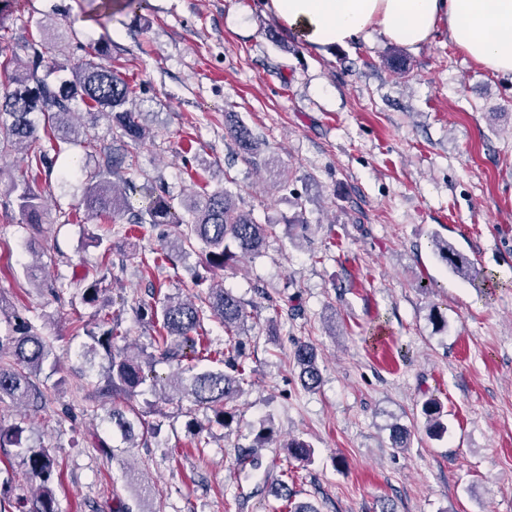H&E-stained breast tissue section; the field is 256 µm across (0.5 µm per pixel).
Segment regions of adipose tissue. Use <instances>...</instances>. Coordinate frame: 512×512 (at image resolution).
<instances>
[{"instance_id": "ef3b65f1", "label": "adipose tissue", "mask_w": 512, "mask_h": 512, "mask_svg": "<svg viewBox=\"0 0 512 512\" xmlns=\"http://www.w3.org/2000/svg\"><path fill=\"white\" fill-rule=\"evenodd\" d=\"M263 7L319 52L370 29L415 51L444 23L474 60L512 75V0H263Z\"/></svg>"}]
</instances>
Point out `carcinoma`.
Listing matches in <instances>:
<instances>
[{
    "label": "carcinoma",
    "mask_w": 512,
    "mask_h": 512,
    "mask_svg": "<svg viewBox=\"0 0 512 512\" xmlns=\"http://www.w3.org/2000/svg\"><path fill=\"white\" fill-rule=\"evenodd\" d=\"M40 39L29 40L25 48L32 58V67H22L9 55L8 45L0 44V86L6 92L0 97V153L17 146L26 149L29 166L50 169L52 159L47 146L59 142L83 144L98 149V156L83 198L85 211L101 221L104 233L98 243L110 239L112 225L125 222L139 227L163 228L160 248L153 256L142 260V271L149 274L171 262L172 252L183 255L197 253L204 257L214 271L237 260L238 254L252 256L261 253L269 234V225L258 223L252 214L239 208L235 196L226 189L195 196L185 203L191 219L183 220L177 213L173 198L163 189H156L148 196L146 206L131 210L128 193L136 190L132 180L122 179L117 186L113 178L132 170L135 162L126 153L107 146L99 134H92L89 127L72 121L76 106H84L87 113L107 119L108 125L121 131V136L140 141L149 135L142 122V115L134 107L136 86L100 62L106 54L102 46L91 47L85 58L75 66L45 61L49 41L53 34L41 23H35ZM47 70L41 77L37 70L42 63ZM224 119L240 153L248 163L258 166L269 164L262 158L260 143L251 130L235 116L226 113ZM9 181L7 194L13 197L23 220L32 229L40 230L43 224L41 194L24 178L14 176L0 165V180ZM439 257L448 269L462 280H474L473 262L457 251L448 241L434 240ZM139 310V314H144ZM150 322L156 327L152 337L154 352L133 356L122 342L126 333L117 320L104 316L99 320V334H89L92 343L84 347L80 357L92 362L91 354L102 347L108 356V365L100 373L96 394L100 406L112 425L118 430L121 444L127 448L137 446L156 436L160 425L146 422L143 414L131 408L125 410L117 401H129L140 394L146 383L144 366L154 359V353L168 361H175L178 372L169 379L153 378L154 393L180 394L188 399L197 411L211 412L208 422L225 426L235 418L229 408L247 383V365L239 351L240 329L250 318L244 302L222 285L209 288L201 304L190 299L167 297L150 308ZM213 317L224 327L228 338L224 353V368L201 369L198 361L208 351L200 336L205 319ZM294 357L300 367V378L308 390L318 387L321 372L314 348L301 342L295 346ZM54 358L52 339L43 334L36 321L16 318L5 335H0V402L7 399L23 401L42 399L36 378L44 366ZM427 429L433 436L445 431L441 420L442 405L434 398L422 406ZM272 440V430L262 426L254 433L249 449L238 456L239 465L256 468L259 465L254 449L263 448ZM16 448V455L29 473L39 480V494L28 512H58L50 480L55 470V457L51 449L36 447L23 442L22 429L14 426L0 427V447ZM289 454L307 463L312 462L314 448L301 440L286 445Z\"/></svg>",
    "instance_id": "cac0c4a2"
}]
</instances>
